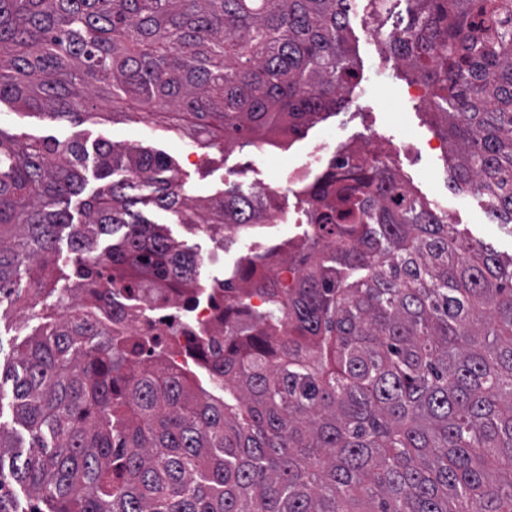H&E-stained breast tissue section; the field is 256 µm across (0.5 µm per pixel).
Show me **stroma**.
<instances>
[{"label": "stroma", "mask_w": 512, "mask_h": 512, "mask_svg": "<svg viewBox=\"0 0 512 512\" xmlns=\"http://www.w3.org/2000/svg\"><path fill=\"white\" fill-rule=\"evenodd\" d=\"M368 12L367 0H357L349 19L350 44L359 77L369 76L374 67L380 66L386 73L385 81L358 87L347 110L337 111L310 126L287 152L302 155L309 146L338 131L356 145L370 137L387 142L396 152L400 176L417 194L438 204L447 213L449 222L457 224L465 236L512 255V232L490 221L482 198L450 189L447 157L430 147L431 142L440 141L441 135L423 99L409 94V82L402 74L399 61L391 53L381 52L379 42L368 35ZM0 127L20 136L77 140L88 146L107 139L166 153L188 192L195 196L216 194L244 175L259 183H274L284 152L260 141L246 146L229 143L209 150L207 160L202 161L194 156L193 145L157 125L75 119L52 122L8 103L0 105ZM290 236L291 229L285 224L244 236L225 251L223 265L201 275V284L211 285L213 278L223 277L225 270L241 258L266 255L277 245L286 243Z\"/></svg>", "instance_id": "stroma-1"}]
</instances>
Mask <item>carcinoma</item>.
<instances>
[{"label": "carcinoma", "mask_w": 512, "mask_h": 512, "mask_svg": "<svg viewBox=\"0 0 512 512\" xmlns=\"http://www.w3.org/2000/svg\"><path fill=\"white\" fill-rule=\"evenodd\" d=\"M388 0H369L387 22ZM385 46L448 143L451 188L512 224V0H406ZM352 0H0V104L150 120L199 149L282 144L355 90ZM351 150L336 203L297 245L294 287L246 258L206 289L224 336H125L112 293L143 274L195 294L179 224L266 220L232 183L184 193L161 153L102 140L105 188L82 200L83 143L0 128V306L54 311L6 370L28 444L0 426L29 512H512V258L466 239L388 166ZM75 282L56 287L58 229ZM109 245L99 247L100 240ZM34 296L16 287L22 276ZM239 301L224 307V287ZM187 356L203 377L175 361Z\"/></svg>", "instance_id": "1"}]
</instances>
